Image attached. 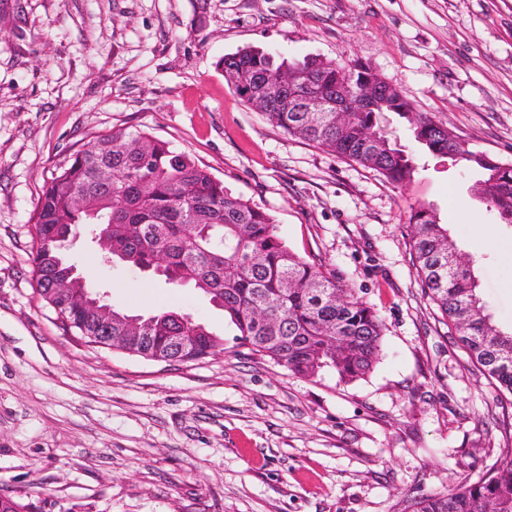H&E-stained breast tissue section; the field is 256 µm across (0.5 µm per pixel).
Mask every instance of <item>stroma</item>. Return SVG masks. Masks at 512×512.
Wrapping results in <instances>:
<instances>
[{
  "label": "stroma",
  "instance_id": "obj_1",
  "mask_svg": "<svg viewBox=\"0 0 512 512\" xmlns=\"http://www.w3.org/2000/svg\"><path fill=\"white\" fill-rule=\"evenodd\" d=\"M247 46L369 65L512 163V0H0V493L34 512H402L500 455L512 397L424 295L408 218L435 209L509 332L512 263L487 243L512 245V225L476 173L439 162L397 115L388 129L418 168L403 189L290 138L217 66ZM125 127L191 154L378 308L384 349L367 377L289 375L195 289L82 239L69 259L115 308L190 314L224 349L156 362L59 327L36 292L33 215L57 167Z\"/></svg>",
  "mask_w": 512,
  "mask_h": 512
}]
</instances>
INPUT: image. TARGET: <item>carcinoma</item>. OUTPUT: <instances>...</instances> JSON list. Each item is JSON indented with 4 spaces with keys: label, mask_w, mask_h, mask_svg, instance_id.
Returning <instances> with one entry per match:
<instances>
[{
    "label": "carcinoma",
    "mask_w": 512,
    "mask_h": 512,
    "mask_svg": "<svg viewBox=\"0 0 512 512\" xmlns=\"http://www.w3.org/2000/svg\"><path fill=\"white\" fill-rule=\"evenodd\" d=\"M301 68L319 90L335 93L336 69L344 65L306 56L287 62L259 47H246L219 60L228 87L245 103L272 97L264 113L273 125L342 160L353 161L405 187L416 177L411 156L391 143L381 121L396 114L409 123L415 142L480 175V194L503 222L512 224V165L473 151L469 143L433 117L414 111L401 91L374 107L350 112H290L288 98L273 94L290 68ZM410 257L425 295L447 320L468 358L512 396V333L490 324L470 266L461 261L448 227L420 205L411 210ZM79 233L109 258L150 272L176 287L190 286L224 311L240 344L266 355L295 377L331 372L344 383L366 377L383 350L384 324L378 310L356 296L335 270L292 253L273 217L233 194L206 167L170 143L140 129L102 134L58 167L42 194L34 224L37 292L48 305L65 306L56 320L66 332L92 330L103 309L81 305L85 280L69 293L49 288L61 273L56 239ZM166 266L157 271L155 260ZM137 330L112 321L115 349L152 360L173 357L170 337L183 339V357L201 360L224 339L187 314L155 315L143 344ZM0 512H33V506L0 494ZM404 512H512V445L475 482L410 500Z\"/></svg>",
    "instance_id": "carcinoma-1"
}]
</instances>
